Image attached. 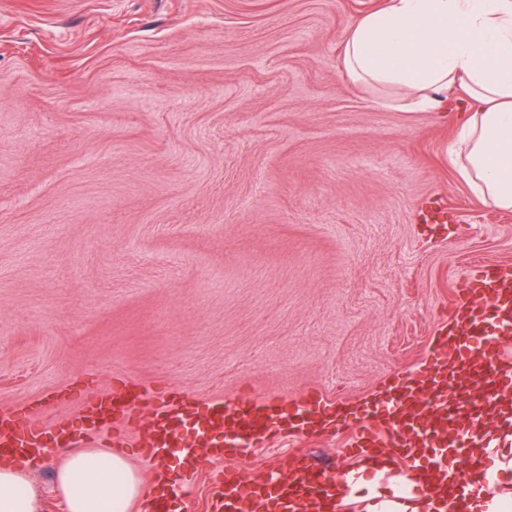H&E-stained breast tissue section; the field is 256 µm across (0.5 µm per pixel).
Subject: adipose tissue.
I'll return each instance as SVG.
<instances>
[{
    "label": "adipose tissue",
    "instance_id": "adipose-tissue-1",
    "mask_svg": "<svg viewBox=\"0 0 512 512\" xmlns=\"http://www.w3.org/2000/svg\"><path fill=\"white\" fill-rule=\"evenodd\" d=\"M342 67L361 88L407 91L420 109H449L461 123V178L494 206L512 209V0H387L347 32ZM484 451L496 463L474 490L471 512H512V432L487 424ZM392 454L379 457L358 512H442L415 492ZM67 512H128L145 499L143 483L121 452L85 449L56 475ZM26 470L0 465V512H41Z\"/></svg>",
    "mask_w": 512,
    "mask_h": 512
}]
</instances>
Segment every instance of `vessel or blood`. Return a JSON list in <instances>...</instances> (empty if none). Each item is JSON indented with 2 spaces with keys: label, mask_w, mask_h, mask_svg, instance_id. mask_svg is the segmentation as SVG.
<instances>
[{
  "label": "vessel or blood",
  "mask_w": 512,
  "mask_h": 512,
  "mask_svg": "<svg viewBox=\"0 0 512 512\" xmlns=\"http://www.w3.org/2000/svg\"><path fill=\"white\" fill-rule=\"evenodd\" d=\"M453 328L435 342L432 372L403 374L382 408H367L357 424L350 449L360 467L380 457L383 449H398L404 459L419 464L416 480L423 495L446 499L447 512H469L466 491L488 471L487 459H465L466 479L448 482L446 448H464L484 425L482 413L457 415L479 395L483 406L512 407V362L500 352L503 333L512 334V267L483 264L473 268L466 285L452 302ZM323 398L308 394L293 413L275 405L257 407L249 399L218 402L199 410L193 395L176 389L152 395L130 386L88 400L81 429L59 424L46 428L29 415L0 414V459L24 461L44 455L47 448L77 446L104 427L106 420L138 424L149 412L145 458L178 455L196 458L205 449L214 460L236 457L272 433L289 430L306 437L318 434L317 407ZM356 471L339 473L316 465L305 453L263 481L241 469L224 473L212 502L214 512H297L303 501H332L338 486L352 485Z\"/></svg>",
  "instance_id": "1"
}]
</instances>
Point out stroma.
I'll return each mask as SVG.
<instances>
[{
    "mask_svg": "<svg viewBox=\"0 0 512 512\" xmlns=\"http://www.w3.org/2000/svg\"><path fill=\"white\" fill-rule=\"evenodd\" d=\"M381 2L0 0V412L77 429L123 381L330 414L431 365L472 267L512 266V210L461 180L451 117L341 75ZM148 428L95 446L150 480ZM352 434L163 458L168 512H211L227 467L348 469ZM64 458L30 465L43 512Z\"/></svg>",
    "mask_w": 512,
    "mask_h": 512,
    "instance_id": "obj_1",
    "label": "stroma"
}]
</instances>
